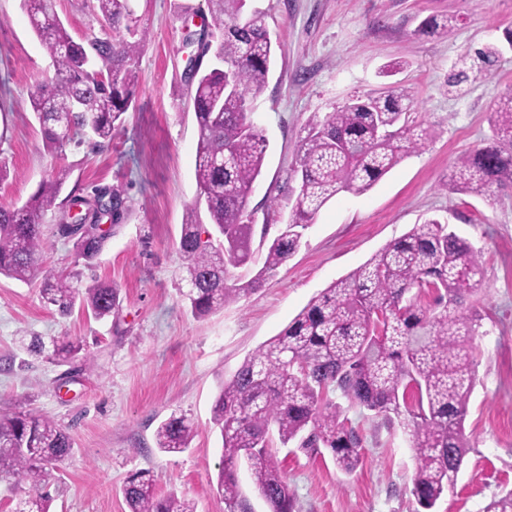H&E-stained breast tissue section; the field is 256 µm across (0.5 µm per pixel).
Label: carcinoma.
<instances>
[{"instance_id": "cac0c4a2", "label": "carcinoma", "mask_w": 512, "mask_h": 512, "mask_svg": "<svg viewBox=\"0 0 512 512\" xmlns=\"http://www.w3.org/2000/svg\"><path fill=\"white\" fill-rule=\"evenodd\" d=\"M208 2L210 40L201 47L214 54L218 66L191 81L199 196L178 244L186 299L197 318L254 293L266 275L295 255L303 230L331 199L370 190L430 139L427 129L409 123L403 101L410 95L396 87L313 117L293 169L299 190L291 220L267 245L260 271L242 284L231 282L232 270L253 254L248 202L267 143L252 119V105L266 87L273 49L264 15L250 10L247 0ZM23 6L54 69L51 82L30 96L47 150L58 154L80 145L88 130L96 146L112 141L115 123L130 107L136 59L148 35L129 0H93L101 35L84 42L73 39L53 0H23ZM492 122L493 138L453 167L451 183L459 191L490 197L494 189L512 185V94L500 99ZM69 175V168L59 166L24 204L0 207V275L24 283L35 277L46 243L44 215ZM111 200L109 232L85 214L83 233L74 234L75 216L68 210L55 225L88 264L120 227L123 199L114 190ZM202 205L211 233L200 219ZM480 258L481 251L447 224L428 220L325 288L248 356L224 381L213 406L224 450L217 491L225 512H251L238 483L242 464L269 512H296L275 458V440L283 448L291 443L312 452L325 448L340 471L357 469L361 438L342 418L338 397L403 429L416 452L412 494L422 508L432 509L453 489L470 450L464 420L476 377L468 340L479 333L484 315L464 303L480 286ZM79 277L77 271H45L41 299L63 317L77 305L97 320L112 315L120 304L119 288L97 281L81 290ZM432 291L439 310L420 303ZM81 350L78 341H55L48 358L66 360ZM192 434L187 418L173 413L156 430L157 448L179 453ZM71 449V436L53 421L0 412V476L32 491L17 512H49L50 497L41 491L46 466ZM124 497L129 512H195L193 503L174 494L158 496L155 475L148 471L128 478Z\"/></svg>"}]
</instances>
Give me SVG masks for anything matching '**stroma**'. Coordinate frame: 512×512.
Wrapping results in <instances>:
<instances>
[{"label": "stroma", "mask_w": 512, "mask_h": 512, "mask_svg": "<svg viewBox=\"0 0 512 512\" xmlns=\"http://www.w3.org/2000/svg\"><path fill=\"white\" fill-rule=\"evenodd\" d=\"M90 0H55L74 39L99 33ZM148 28L134 99L110 144L68 147L53 157L30 109L35 86L52 76L21 0H0V206L23 204L58 164L70 166L66 195L84 200L112 189L124 199L121 226L91 264L70 239L49 230L44 269L77 268L80 285L121 290L105 321L77 311L59 316L39 282L0 277V409L54 421L73 441L49 467L50 512H128L122 487L149 470L158 495L191 500L196 512H224L216 490L222 442L212 407L224 380L276 336L332 282L345 277L415 226L440 217L481 251V286L467 306L485 314L471 339L476 387L465 417L471 448L452 492L433 512H486L512 489V186L489 198L446 188L457 159L493 135L491 113L512 93V0H252L263 12L274 62L253 119L267 138L262 174L249 198L256 226L274 237L296 203V163L310 118L353 99L399 86L409 115L432 139L370 190L328 202L304 232L299 251L256 292L195 318L178 252L195 204L198 130L185 75L197 46L185 43L209 15L207 0H130ZM454 16L448 35L420 33L424 20ZM492 46L496 66L448 84L463 56ZM401 70L384 76V66ZM77 340L80 355L56 362L30 353V337ZM184 414L194 427L187 449L156 446L159 424ZM344 418L358 431L361 461L341 472L329 451L281 448L277 459L298 512H424L411 493L415 454L400 428L357 407Z\"/></svg>", "instance_id": "stroma-1"}]
</instances>
